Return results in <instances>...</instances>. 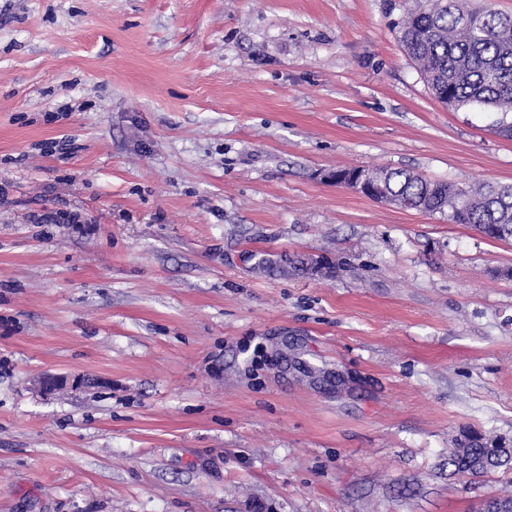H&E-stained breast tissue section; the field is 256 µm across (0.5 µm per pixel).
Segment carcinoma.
Wrapping results in <instances>:
<instances>
[{
    "label": "carcinoma",
    "instance_id": "obj_1",
    "mask_svg": "<svg viewBox=\"0 0 512 512\" xmlns=\"http://www.w3.org/2000/svg\"><path fill=\"white\" fill-rule=\"evenodd\" d=\"M407 55L422 69L435 97L459 109H498L496 131L512 139V16L490 6L473 10L466 0H425L409 9L399 29ZM386 191L406 208L468 224L486 237L512 239V184L430 181L405 169L379 168ZM512 470V448L496 438L464 430L448 455V478L477 480Z\"/></svg>",
    "mask_w": 512,
    "mask_h": 512
}]
</instances>
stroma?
<instances>
[{
  "label": "stroma",
  "mask_w": 512,
  "mask_h": 512,
  "mask_svg": "<svg viewBox=\"0 0 512 512\" xmlns=\"http://www.w3.org/2000/svg\"><path fill=\"white\" fill-rule=\"evenodd\" d=\"M414 4L0 0V512L512 492L448 477L462 429L512 439V241L323 177L512 184L497 113L404 52ZM96 382L85 376L71 375L68 373H45L40 380V391L45 395L54 394L56 391L69 389L72 391L89 387Z\"/></svg>",
  "instance_id": "35a3bbf8"
}]
</instances>
